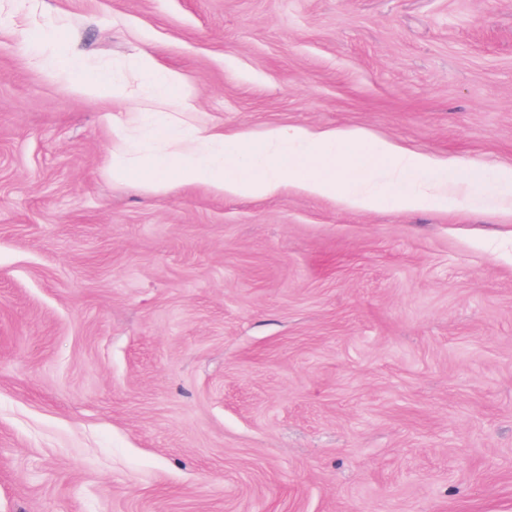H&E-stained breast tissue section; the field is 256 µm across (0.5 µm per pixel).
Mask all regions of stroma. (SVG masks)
I'll use <instances>...</instances> for the list:
<instances>
[{"instance_id":"obj_1","label":"stroma","mask_w":512,"mask_h":512,"mask_svg":"<svg viewBox=\"0 0 512 512\" xmlns=\"http://www.w3.org/2000/svg\"><path fill=\"white\" fill-rule=\"evenodd\" d=\"M183 117L512 167V0H0V512H512V214L154 192L41 28ZM136 66L153 88L157 98L177 102L182 107L188 105V94L182 75L164 68L151 55L140 56Z\"/></svg>"}]
</instances>
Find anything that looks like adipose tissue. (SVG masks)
<instances>
[{
  "mask_svg": "<svg viewBox=\"0 0 512 512\" xmlns=\"http://www.w3.org/2000/svg\"><path fill=\"white\" fill-rule=\"evenodd\" d=\"M38 62L85 95L110 90L126 97L110 75L87 76L84 60L70 53L52 34H44ZM138 71L157 98L187 105L182 75L161 66L150 55L140 56ZM146 137L136 142L123 124L112 127L117 146L111 172L116 182L141 180L160 190L202 184L222 196L267 198L293 188L315 196H337L353 210L381 206L408 210L444 206L448 192L466 185L470 202L486 211H512V168L501 169L491 184L462 173L457 160L417 152L398 142H379L375 152L364 149L366 137L355 131L278 127L266 132L259 151L248 153L243 139L207 126L182 121L173 112L144 115Z\"/></svg>",
  "mask_w": 512,
  "mask_h": 512,
  "instance_id": "1",
  "label": "adipose tissue"
}]
</instances>
